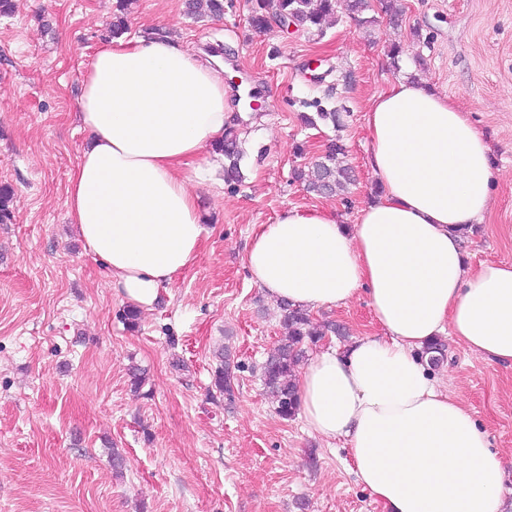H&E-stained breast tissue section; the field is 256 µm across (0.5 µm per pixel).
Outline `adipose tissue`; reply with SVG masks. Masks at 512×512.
<instances>
[{"label": "adipose tissue", "mask_w": 512, "mask_h": 512, "mask_svg": "<svg viewBox=\"0 0 512 512\" xmlns=\"http://www.w3.org/2000/svg\"><path fill=\"white\" fill-rule=\"evenodd\" d=\"M79 118L69 218L114 293L151 307L198 256L196 160L231 118L224 79L180 43L115 39L90 63ZM366 127L381 192L353 227L289 209L246 254L270 299L331 309L363 293L385 331L317 352L296 376L300 415L309 433L347 442L385 512H505L503 458L418 356L446 334L512 367V265L472 267L460 232L490 207L489 148L468 112L415 81L376 95Z\"/></svg>", "instance_id": "1"}]
</instances>
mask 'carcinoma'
<instances>
[{
    "instance_id": "cac0c4a2",
    "label": "carcinoma",
    "mask_w": 512,
    "mask_h": 512,
    "mask_svg": "<svg viewBox=\"0 0 512 512\" xmlns=\"http://www.w3.org/2000/svg\"><path fill=\"white\" fill-rule=\"evenodd\" d=\"M206 4L214 17L224 15V0H186L188 13L194 15L201 4ZM380 10L390 23L397 25L403 20V9L398 0H378ZM336 0H252L250 24L256 30L267 27L270 18H281L297 29L311 32L322 31V25L328 18L336 15ZM127 0H119L109 24L112 37L117 38L127 30L125 11ZM216 151L227 160L224 165V181L232 184L241 179L240 161L242 152L232 131L224 133V139L216 144ZM346 146L337 138L329 143L321 160L314 165V171L306 180V190L316 194H333L347 189L352 184V171L345 162ZM283 323L287 330L277 348L262 365V383L277 402L278 414L288 420L295 416L298 408L294 367L302 357V345L305 341L315 343L327 332L341 334L340 328L326 323L319 329L313 325L308 311L282 303ZM423 356L432 366L444 361L445 347L433 341L424 347ZM235 364L229 350H224L222 363L215 373L213 385L220 394L230 395L233 391Z\"/></svg>"
}]
</instances>
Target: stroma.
Returning a JSON list of instances; mask_svg holds the SVG:
<instances>
[{"label": "stroma", "mask_w": 512, "mask_h": 512, "mask_svg": "<svg viewBox=\"0 0 512 512\" xmlns=\"http://www.w3.org/2000/svg\"><path fill=\"white\" fill-rule=\"evenodd\" d=\"M401 2L400 27L376 7L356 22L341 5L311 34L274 22L254 30L251 0H224L219 21L187 15L185 0H130L127 38L161 31L232 62L224 91L243 151L235 185L224 181L223 155H200L199 256L134 330L66 206L87 141L78 99L116 0H15L13 15L0 17V186L12 191V220L0 224V512H384L343 440L310 435L301 417L282 419L265 394L261 366L283 328L245 254L261 225L293 207L355 222L377 192L369 101L415 79L469 112L492 155L491 205L464 239L471 263L512 265V0ZM321 108L340 112L341 129L302 123ZM337 137L355 184L338 196L306 192L295 171ZM311 316L343 333L306 343L309 357L382 333L363 294ZM443 342L432 373L503 457L512 512V368ZM225 346L237 365L234 392L214 395ZM133 367L145 376L137 391Z\"/></svg>", "instance_id": "obj_1"}]
</instances>
